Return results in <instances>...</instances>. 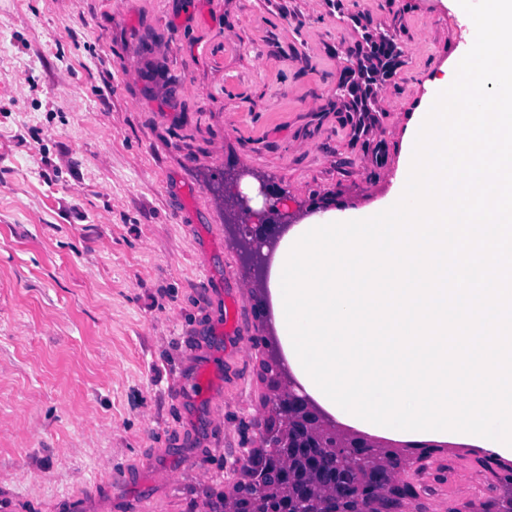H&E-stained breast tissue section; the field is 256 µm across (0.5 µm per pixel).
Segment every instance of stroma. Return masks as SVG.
Here are the masks:
<instances>
[{
  "label": "stroma",
  "instance_id": "obj_1",
  "mask_svg": "<svg viewBox=\"0 0 512 512\" xmlns=\"http://www.w3.org/2000/svg\"><path fill=\"white\" fill-rule=\"evenodd\" d=\"M441 0H0V512H224L263 448L266 221L387 194ZM203 378L208 393L193 381ZM433 452L399 512H448Z\"/></svg>",
  "mask_w": 512,
  "mask_h": 512
}]
</instances>
